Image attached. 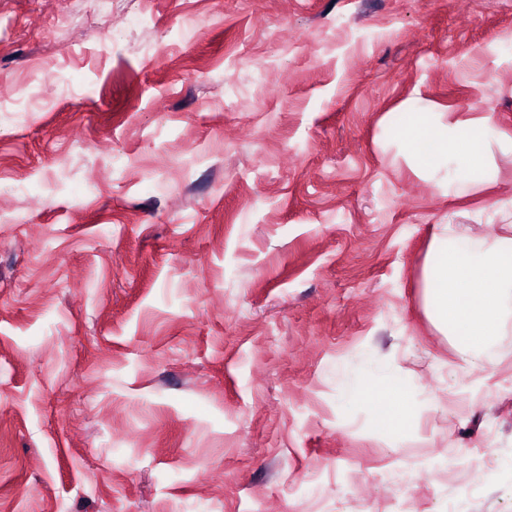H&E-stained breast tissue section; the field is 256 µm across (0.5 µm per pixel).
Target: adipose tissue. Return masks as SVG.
Here are the masks:
<instances>
[{
    "label": "adipose tissue",
    "instance_id": "ef3b65f1",
    "mask_svg": "<svg viewBox=\"0 0 512 512\" xmlns=\"http://www.w3.org/2000/svg\"><path fill=\"white\" fill-rule=\"evenodd\" d=\"M489 119L460 121L453 115L408 113L402 129L405 156L418 171L450 179L466 173L472 184L494 180L489 164ZM425 307L434 326L450 336L469 368L492 369L500 338L512 319V235L496 225L479 232L468 224H444L435 233L423 275ZM367 402L382 433H394L415 416L400 379L369 374L345 389Z\"/></svg>",
    "mask_w": 512,
    "mask_h": 512
}]
</instances>
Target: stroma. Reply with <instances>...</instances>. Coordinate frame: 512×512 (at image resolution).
Wrapping results in <instances>:
<instances>
[{
    "mask_svg": "<svg viewBox=\"0 0 512 512\" xmlns=\"http://www.w3.org/2000/svg\"><path fill=\"white\" fill-rule=\"evenodd\" d=\"M86 4L0 0V512H512V335L471 371L421 288L437 225L512 224V153L477 189L399 141L512 137V0ZM489 117L459 121L454 113L441 118L410 112L402 129L405 157L418 171L441 174L448 183L456 171L479 186L494 180L489 164ZM344 393L350 401L361 400L371 406L377 427L384 434H393L415 416V406L404 398L402 382L388 373H371L346 387Z\"/></svg>",
    "mask_w": 512,
    "mask_h": 512,
    "instance_id": "1",
    "label": "stroma"
}]
</instances>
